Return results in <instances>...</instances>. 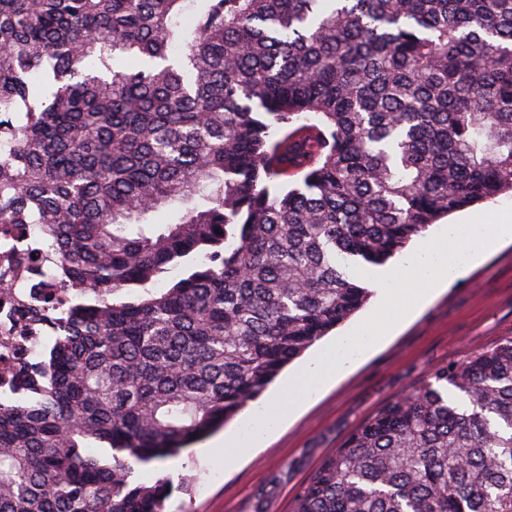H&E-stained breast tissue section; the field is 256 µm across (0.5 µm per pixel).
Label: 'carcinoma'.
I'll return each instance as SVG.
<instances>
[{"label":"carcinoma","instance_id":"obj_1","mask_svg":"<svg viewBox=\"0 0 512 512\" xmlns=\"http://www.w3.org/2000/svg\"><path fill=\"white\" fill-rule=\"evenodd\" d=\"M0 144V235L56 267L14 258L54 340L0 407V512H164L135 467L362 309L350 262L512 193V0H0ZM293 512H512V337L380 407ZM2 249L4 251L16 253H28L30 255H35L38 258H44L42 267H47L49 265V253L50 250L48 246L43 242L39 233L35 230V224H31V231L28 232L24 237L20 238H12L3 244L2 240L0 241V255L2 254Z\"/></svg>","mask_w":512,"mask_h":512}]
</instances>
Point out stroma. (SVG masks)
Returning <instances> with one entry per match:
<instances>
[{"label":"stroma","mask_w":512,"mask_h":512,"mask_svg":"<svg viewBox=\"0 0 512 512\" xmlns=\"http://www.w3.org/2000/svg\"><path fill=\"white\" fill-rule=\"evenodd\" d=\"M512 336V244L489 256L439 295L398 336L314 395L262 448L235 466L224 449L187 448L179 456L139 466L136 474L192 478L176 488L169 512H292L295 495L345 439L380 406L404 394L430 369L465 359ZM278 485H271L273 476Z\"/></svg>","instance_id":"stroma-1"}]
</instances>
